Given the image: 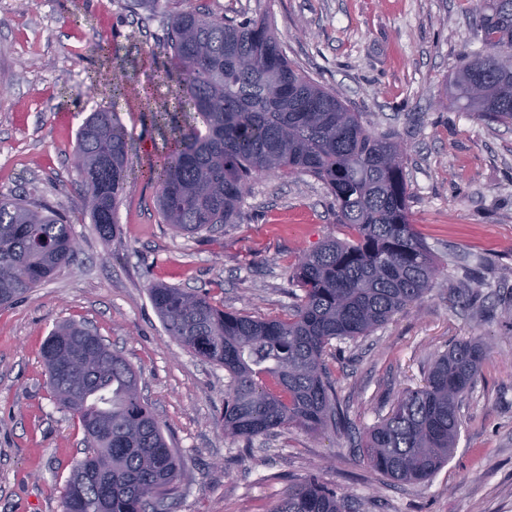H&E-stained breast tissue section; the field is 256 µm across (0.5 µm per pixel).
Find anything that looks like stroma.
Here are the masks:
<instances>
[{"label":"stroma","instance_id":"obj_1","mask_svg":"<svg viewBox=\"0 0 512 512\" xmlns=\"http://www.w3.org/2000/svg\"><path fill=\"white\" fill-rule=\"evenodd\" d=\"M476 0H0V194L29 193L71 224L80 251L25 298L0 307V512H63L84 456L77 418L47 386L42 343L83 323L134 368L141 395L180 461L171 512H272L309 474L346 512H512V125L444 106L446 84L476 49ZM267 14L288 56L378 131L406 143L409 211L440 273L428 293L327 358L346 424L280 428L246 442L224 435L228 375L165 332L151 285L206 290L225 310L287 318L303 252L348 239L326 186L305 174L261 176L233 224L195 234L163 224L154 184L137 180L103 239L79 207L77 133L91 112H117L135 169L166 149L153 115L173 104L161 52L170 13ZM120 75L134 95L115 99ZM150 89V97L140 89ZM479 338L486 358L461 407L455 448L417 484L370 471L365 433L423 384L439 354Z\"/></svg>","mask_w":512,"mask_h":512}]
</instances>
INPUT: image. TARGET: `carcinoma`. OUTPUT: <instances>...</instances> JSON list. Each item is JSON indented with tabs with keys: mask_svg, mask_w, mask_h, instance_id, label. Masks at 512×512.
<instances>
[{
	"mask_svg": "<svg viewBox=\"0 0 512 512\" xmlns=\"http://www.w3.org/2000/svg\"><path fill=\"white\" fill-rule=\"evenodd\" d=\"M477 39L446 99L464 112L512 124V0H484ZM176 76V109L157 116L170 148L145 176L159 187L163 223L197 233L234 224L249 183L282 172L308 174L336 201V222L354 239H330L299 255L291 277L302 291L286 319L226 311L207 292L155 284L151 302L165 331L224 367V434L248 442L277 428L317 432L339 420L325 361L334 340L365 336L417 303L438 269L408 208L406 146L377 133L336 94L286 56L268 20L176 11L165 41ZM201 125H196L195 120ZM82 204L99 235L113 236L114 211L131 187L127 132L117 113L93 112L78 130ZM74 234L47 204L0 195V307L69 266ZM82 324L57 326L41 353L53 400L84 433L85 457L65 481L64 512H168L180 460L146 406L131 364ZM485 357L483 344H454L425 384L399 397L365 440L367 466L398 483L431 479L448 462L459 405ZM344 497L311 475L273 512H343Z\"/></svg>",
	"mask_w": 512,
	"mask_h": 512,
	"instance_id": "cac0c4a2",
	"label": "carcinoma"
}]
</instances>
